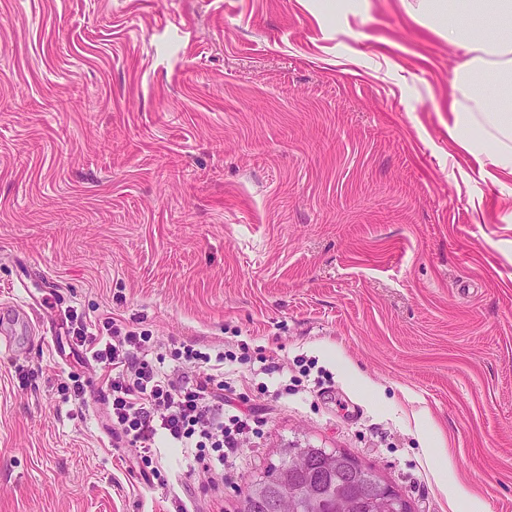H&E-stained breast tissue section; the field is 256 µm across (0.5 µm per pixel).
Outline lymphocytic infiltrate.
Instances as JSON below:
<instances>
[{"label":"lymphocytic infiltrate","instance_id":"lymphocytic-infiltrate-1","mask_svg":"<svg viewBox=\"0 0 512 512\" xmlns=\"http://www.w3.org/2000/svg\"><path fill=\"white\" fill-rule=\"evenodd\" d=\"M102 328L97 335L81 322L69 335L104 373L112 433L128 448L133 470L151 467L162 446L194 449L198 460L221 467L257 435L251 413L224 411L237 392L224 378V363L234 360V353L173 343L168 347L173 367L162 371L147 360L158 345L153 336L111 317Z\"/></svg>","mask_w":512,"mask_h":512}]
</instances>
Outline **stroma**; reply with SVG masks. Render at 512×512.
Wrapping results in <instances>:
<instances>
[{
    "label": "stroma",
    "mask_w": 512,
    "mask_h": 512,
    "mask_svg": "<svg viewBox=\"0 0 512 512\" xmlns=\"http://www.w3.org/2000/svg\"><path fill=\"white\" fill-rule=\"evenodd\" d=\"M460 59L406 0H0V512H239L286 448H338L453 512L421 426L512 512V189L448 135ZM247 348L276 388L213 486L129 473L70 314ZM82 383L83 401L70 388Z\"/></svg>",
    "instance_id": "obj_1"
}]
</instances>
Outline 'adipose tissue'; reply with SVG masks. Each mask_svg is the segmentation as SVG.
Instances as JSON below:
<instances>
[{"mask_svg": "<svg viewBox=\"0 0 512 512\" xmlns=\"http://www.w3.org/2000/svg\"><path fill=\"white\" fill-rule=\"evenodd\" d=\"M422 17L444 13L443 35L464 52L449 82L448 110L453 115L449 135L474 157L485 158L487 176L498 183L512 181V0H416ZM494 77L499 97L489 100L484 77ZM434 448L437 480L455 512H483L455 476L453 464L437 437Z\"/></svg>", "mask_w": 512, "mask_h": 512, "instance_id": "ef3b65f1", "label": "adipose tissue"}]
</instances>
